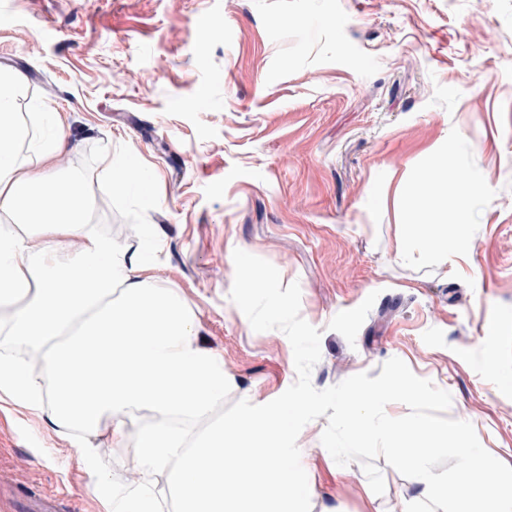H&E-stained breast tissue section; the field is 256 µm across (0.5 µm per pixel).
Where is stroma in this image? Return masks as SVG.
Returning a JSON list of instances; mask_svg holds the SVG:
<instances>
[{"label":"stroma","mask_w":512,"mask_h":512,"mask_svg":"<svg viewBox=\"0 0 512 512\" xmlns=\"http://www.w3.org/2000/svg\"><path fill=\"white\" fill-rule=\"evenodd\" d=\"M1 72L19 76L20 160L36 166L28 143L60 113L56 168L86 173L92 223L179 289L222 355L231 382L210 424L297 378L286 335L254 331L230 298L239 248L299 283L321 333L316 389L400 358L512 466V0H0ZM445 146L490 201L460 256L395 261L406 225L434 221L397 188L424 171L443 191ZM126 152L152 202L111 190L103 158ZM327 423L298 437L311 512L420 500L385 458L381 495L360 463L338 466ZM105 462L98 488L46 414L0 401V512L43 491L58 512H121L139 471L117 448Z\"/></svg>","instance_id":"1"}]
</instances>
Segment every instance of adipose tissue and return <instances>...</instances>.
<instances>
[{
  "label": "adipose tissue",
  "instance_id": "1",
  "mask_svg": "<svg viewBox=\"0 0 512 512\" xmlns=\"http://www.w3.org/2000/svg\"><path fill=\"white\" fill-rule=\"evenodd\" d=\"M16 83L0 74V394L86 437L111 421L113 447L145 466L123 512H160L147 490L157 474L178 512H309V472L283 452L310 400L250 403L199 436L183 427L223 398L222 357L200 346L184 297L90 224L84 176H57L53 160L67 140L58 113H45L48 133L30 144L39 168L18 162L8 102ZM423 179L416 173L400 193L415 208L452 211L453 221L407 225L396 247L403 261L461 252L472 210L488 198L482 181L462 173L450 197L425 196ZM17 344L37 364L14 356ZM143 410L151 422L126 436V418Z\"/></svg>",
  "mask_w": 512,
  "mask_h": 512
}]
</instances>
